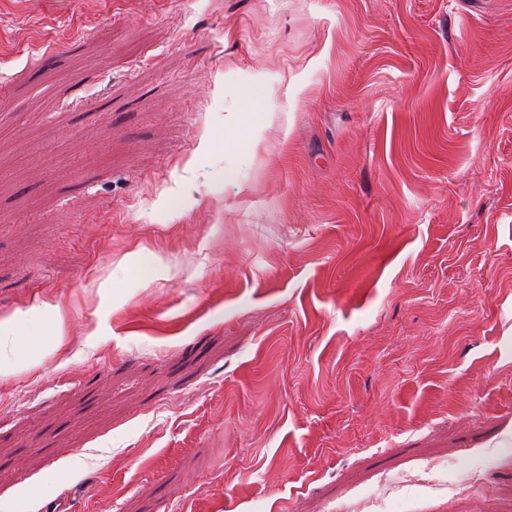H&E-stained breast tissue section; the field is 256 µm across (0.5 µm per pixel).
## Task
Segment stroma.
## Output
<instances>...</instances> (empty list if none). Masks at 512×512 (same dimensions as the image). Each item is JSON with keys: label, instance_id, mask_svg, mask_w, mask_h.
Segmentation results:
<instances>
[{"label": "stroma", "instance_id": "35a3bbf8", "mask_svg": "<svg viewBox=\"0 0 512 512\" xmlns=\"http://www.w3.org/2000/svg\"><path fill=\"white\" fill-rule=\"evenodd\" d=\"M56 305L0 512H512V0H0V319ZM269 126V121L266 118L260 120L259 117L255 116L254 112L238 113L232 120V127L230 129L232 136L229 138L225 136L220 145L226 148L232 146L237 140H259L261 132Z\"/></svg>", "mask_w": 512, "mask_h": 512}]
</instances>
